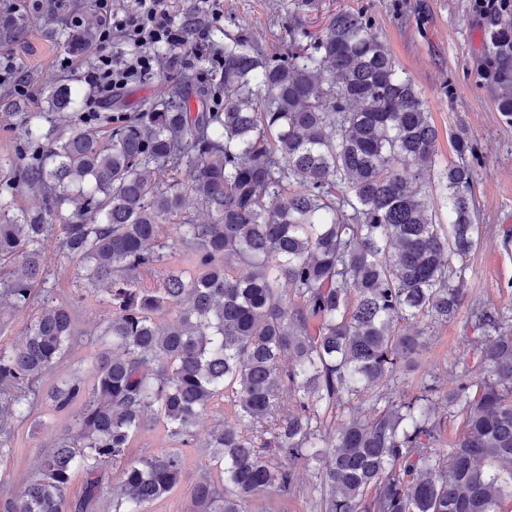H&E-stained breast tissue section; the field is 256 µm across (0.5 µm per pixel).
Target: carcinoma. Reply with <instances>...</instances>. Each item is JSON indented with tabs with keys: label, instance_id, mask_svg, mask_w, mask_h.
Masks as SVG:
<instances>
[{
	"label": "carcinoma",
	"instance_id": "obj_1",
	"mask_svg": "<svg viewBox=\"0 0 512 512\" xmlns=\"http://www.w3.org/2000/svg\"><path fill=\"white\" fill-rule=\"evenodd\" d=\"M291 35V49L270 52L248 30L224 33L212 109L191 110L176 83L162 108L81 112L68 131L24 113L25 163L0 162V304L30 307L53 237L103 287L112 354L90 383L76 372L46 385L80 336L72 305L47 295L22 344L0 351V456L9 422L39 399L76 409L18 493L0 477V512H100L111 468L122 477L111 512H148L179 485L183 457H133L134 438L162 423L190 448L198 418L224 402L236 423L209 434L215 475L191 491L200 512L288 501L300 461L317 464L319 512H504L512 500V331L497 310H471L482 335L454 390L389 388L422 344L398 320L445 324L464 305L482 238L473 170L448 165L436 191L450 221L436 223L418 184L438 131L370 18L340 10ZM487 35L512 117V26L494 16ZM48 104L74 109L76 94L54 84ZM23 191L37 210H15ZM198 205L210 223H195ZM173 220L176 237L160 238ZM178 248L195 273L169 265ZM371 387L379 410L364 419L352 401ZM438 401L462 419L446 454ZM78 469L83 491L69 499Z\"/></svg>",
	"mask_w": 512,
	"mask_h": 512
}]
</instances>
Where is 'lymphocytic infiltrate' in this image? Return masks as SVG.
<instances>
[{
  "label": "lymphocytic infiltrate",
  "mask_w": 512,
  "mask_h": 512,
  "mask_svg": "<svg viewBox=\"0 0 512 512\" xmlns=\"http://www.w3.org/2000/svg\"><path fill=\"white\" fill-rule=\"evenodd\" d=\"M98 30L90 46L92 63L83 68L82 81L88 90L87 111L110 102L132 80L151 68L148 48L159 44L179 49L180 63L211 54L208 31L198 28L194 38H187L186 29L171 17L165 0H135L131 8L117 11L112 0H96ZM131 46L130 57L117 60L112 55L113 40Z\"/></svg>",
  "instance_id": "obj_1"
}]
</instances>
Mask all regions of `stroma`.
I'll return each instance as SVG.
<instances>
[{"instance_id":"35a3bbf8","label":"stroma","mask_w":512,"mask_h":512,"mask_svg":"<svg viewBox=\"0 0 512 512\" xmlns=\"http://www.w3.org/2000/svg\"><path fill=\"white\" fill-rule=\"evenodd\" d=\"M176 22L200 18L213 40L224 32L248 29L261 37L270 50H286L289 31L299 26L315 32L325 19L340 10L369 16L388 46L399 69L415 81L438 130V156L424 188L433 191L448 163L457 161L454 139L473 147L465 160L474 171L475 221L486 228L483 246L469 261L466 278L467 306L477 304L497 310L504 326L512 327V117L498 107L499 89L486 72L488 47L484 39L486 14L475 0H313L301 11H291L289 0H222L221 13L211 17L203 0H168ZM96 28L93 0H65L61 9L0 20V56L16 63L28 85L26 96L0 88V158L13 156L21 133L20 115L48 112L51 123L68 128V112L49 111L45 85L54 79L77 93L86 87L77 73L64 69L65 58L88 60V49L72 50L69 37L76 27ZM173 49L163 48L153 58L150 74L129 84L109 112H140L145 104L161 101L164 87L185 84L191 102H198L216 88L220 73L211 57L197 59L191 68L174 64ZM44 267L56 301L75 305L83 333L71 360L61 362L52 382H61L74 369L91 372L97 357L111 351L112 343L101 336L99 325L111 314L103 293L88 287L78 264L60 251L55 242L44 248ZM401 332L423 333L424 345L406 375L394 384L396 393L417 394L423 377H435L442 390L456 386L462 362L475 358V329L466 311L443 325L425 326L401 322ZM214 421L201 420L197 441L184 451L182 482L154 502L150 512H198L191 489L209 467L207 434ZM12 455L0 457V473L7 474L13 489L37 470L41 450L30 425L15 431ZM300 492L269 510L256 500L253 512H318V475L314 468L298 467Z\"/></svg>"}]
</instances>
